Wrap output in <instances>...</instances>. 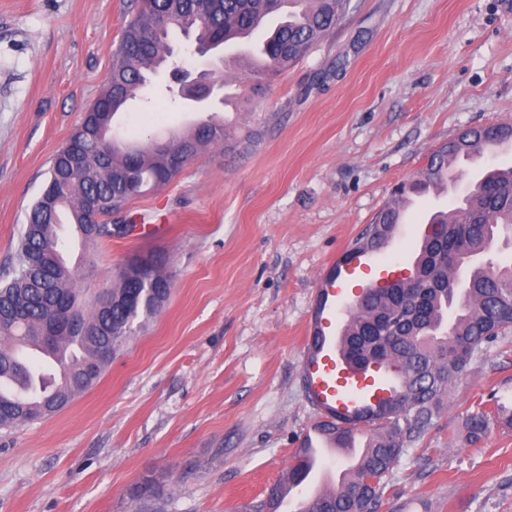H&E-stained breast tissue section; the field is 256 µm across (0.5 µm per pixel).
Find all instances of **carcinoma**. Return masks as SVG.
<instances>
[{"mask_svg":"<svg viewBox=\"0 0 512 512\" xmlns=\"http://www.w3.org/2000/svg\"><path fill=\"white\" fill-rule=\"evenodd\" d=\"M279 0H141L112 55L107 83L84 113L67 144L53 158L46 187L32 205L10 281L0 285V429L37 416H50L91 388L101 374L87 370L119 353L142 325L160 312L171 292L166 262L155 254L127 261L112 284L86 308L78 302L73 271L63 257L57 229L75 226L83 244L123 237L132 224L112 215L131 201L168 184L175 156L190 161L204 145L224 142L229 132L212 120L187 132H172L158 143L128 145L113 137L112 120L171 56L169 34L196 33V43L216 48L255 28ZM309 8L288 15L260 46L258 78L269 81L320 45L350 10V0H308ZM492 141L482 128H469L443 144L426 168L401 184L355 251L378 243L396 223V207L424 184L448 176V163L470 152H492L512 140V126H498ZM436 215L414 261L412 275L370 300L355 303L347 353L360 365L372 360L403 372L404 389L378 412L356 419H320L314 428L331 433L336 447L349 448L354 435H367L359 460L344 472L339 488L316 498L305 512H377L387 480L407 448L423 438L439 412L448 385L470 360L512 331V263L482 257L498 230H512V170L493 166L482 174L465 205ZM468 267L464 287L454 272ZM501 407L479 403L467 418L470 442L479 441ZM288 489L300 486L311 465L305 446L296 449ZM283 485L258 506L277 512ZM135 512H161L159 485L146 477L129 492Z\"/></svg>","mask_w":512,"mask_h":512,"instance_id":"carcinoma-1","label":"carcinoma"}]
</instances>
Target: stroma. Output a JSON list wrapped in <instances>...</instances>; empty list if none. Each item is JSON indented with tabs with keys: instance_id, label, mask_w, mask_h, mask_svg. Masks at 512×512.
Listing matches in <instances>:
<instances>
[{
	"instance_id": "35a3bbf8",
	"label": "stroma",
	"mask_w": 512,
	"mask_h": 512,
	"mask_svg": "<svg viewBox=\"0 0 512 512\" xmlns=\"http://www.w3.org/2000/svg\"><path fill=\"white\" fill-rule=\"evenodd\" d=\"M140 0H0V281L54 155L100 96ZM320 46L265 93L213 50L235 106L197 109L153 77L113 120L128 142L218 114L234 139L202 149L128 204L138 229L86 248L84 306L128 259L159 253L173 281L161 312L86 392L53 416L0 430V512H133L156 478L164 512H253L286 481L318 414L300 374L317 288L440 145L512 125V0H352ZM417 210L385 261L411 268ZM512 408V333L455 379L424 438L394 468L378 512H512V427L478 442L481 401ZM501 407L496 401L493 409H485V402H480L467 418L468 438L470 442L479 441L485 434L492 418L501 416Z\"/></svg>"
}]
</instances>
